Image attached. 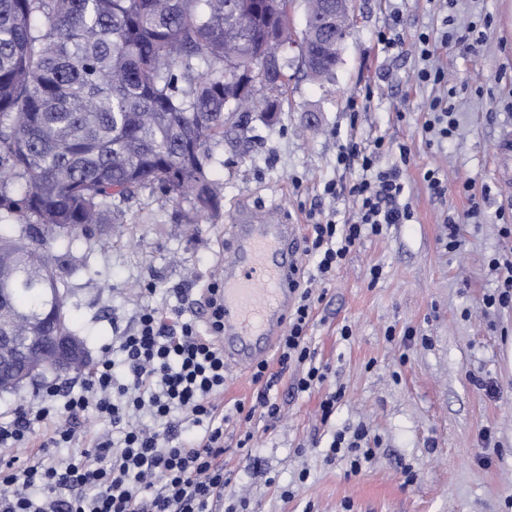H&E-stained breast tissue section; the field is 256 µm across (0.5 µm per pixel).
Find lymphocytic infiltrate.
<instances>
[{"label": "lymphocytic infiltrate", "instance_id": "1", "mask_svg": "<svg viewBox=\"0 0 512 512\" xmlns=\"http://www.w3.org/2000/svg\"><path fill=\"white\" fill-rule=\"evenodd\" d=\"M383 140L365 146L347 139L336 161L359 167L361 178L329 182L324 192L351 200L354 213L321 215L311 226L304 252L314 262L297 273V303L273 359L251 371L255 391L249 402L224 412V308L218 285L208 287L206 332L185 321L180 311L142 308L133 331L117 337L111 353L84 373L47 387L0 421V512H213L230 484L224 470V426L230 419L250 422L254 415L279 419L274 388L291 366H305L293 388L309 393L326 379L314 365L308 334L317 303L314 282L328 280L350 251L366 237H377L393 224L411 221L403 203L404 174L410 161L399 145V164L385 167ZM124 380H117L116 367ZM111 425L113 441L78 449L75 421L88 412ZM369 432L334 435L332 455H343L348 472L358 475L374 458ZM72 448L70 457L53 454Z\"/></svg>", "mask_w": 512, "mask_h": 512}]
</instances>
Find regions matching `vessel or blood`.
I'll return each instance as SVG.
<instances>
[{"label": "vessel or blood", "mask_w": 512, "mask_h": 512, "mask_svg": "<svg viewBox=\"0 0 512 512\" xmlns=\"http://www.w3.org/2000/svg\"><path fill=\"white\" fill-rule=\"evenodd\" d=\"M298 227L239 212L234 248L224 262V359L239 370L263 359L283 330L292 302Z\"/></svg>", "instance_id": "1"}]
</instances>
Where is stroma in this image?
Here are the masks:
<instances>
[{
  "label": "stroma",
  "mask_w": 512,
  "mask_h": 512,
  "mask_svg": "<svg viewBox=\"0 0 512 512\" xmlns=\"http://www.w3.org/2000/svg\"><path fill=\"white\" fill-rule=\"evenodd\" d=\"M353 22L331 79L310 77L290 48L288 89L273 119L254 113L236 146L218 150L209 170L221 191L218 215L189 228L188 200L170 201L146 188L121 202L118 216L90 240L58 238L66 263L68 316L89 360L132 330L147 305L182 310L203 325L197 302L224 278L232 224L244 208L306 226L309 211L353 212L348 199L324 196L325 183L357 178L336 164L340 144L357 136L392 147L383 165L398 163L406 145L405 199L413 212L378 237L362 240L332 280L320 284L310 331L317 363L328 368L320 390L294 392L290 368L277 386L281 416L254 417L252 451L237 448L239 427L224 432V468L232 477L216 503L227 512L246 498L248 512H512V308L486 307L500 272L495 257L512 259V185L493 177L497 145L512 129V0H351ZM489 22L473 54L456 42L433 59L456 97V136L429 143L423 122L438 89L416 86L414 44L420 32ZM396 26L401 47L384 51L379 31ZM363 102L361 111L348 108ZM448 180L432 195L426 170ZM486 190L479 217L460 227L461 246L448 250V216L463 214V180ZM381 268L372 280V268ZM350 337H342V327ZM411 342H403L405 331ZM495 385V395L480 382ZM342 390L329 422L320 419L324 393ZM364 426L375 458L356 476L331 457L335 433ZM492 435L491 447L481 441ZM415 480L404 484L403 470Z\"/></svg>",
  "instance_id": "1"
}]
</instances>
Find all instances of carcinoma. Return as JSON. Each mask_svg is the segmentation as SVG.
Here are the masks:
<instances>
[{
    "mask_svg": "<svg viewBox=\"0 0 512 512\" xmlns=\"http://www.w3.org/2000/svg\"><path fill=\"white\" fill-rule=\"evenodd\" d=\"M291 0H0V327L27 336L46 289L68 298L47 248L106 224L112 203L155 186L191 197L187 223L220 209L208 170L224 138L248 131L258 70L264 111L279 109L292 40ZM305 0L298 59L313 78L334 74L340 50L320 44ZM26 225L17 237L9 219Z\"/></svg>",
    "mask_w": 512,
    "mask_h": 512,
    "instance_id": "1",
    "label": "carcinoma"
}]
</instances>
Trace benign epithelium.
Here are the masks:
<instances>
[{"mask_svg":"<svg viewBox=\"0 0 512 512\" xmlns=\"http://www.w3.org/2000/svg\"><path fill=\"white\" fill-rule=\"evenodd\" d=\"M37 347L28 351V341L0 335V391H7L41 373L45 356H50L57 372L81 367L87 360L83 343L74 335L38 336Z\"/></svg>","mask_w":512,"mask_h":512,"instance_id":"obj_1","label":"benign epithelium"}]
</instances>
